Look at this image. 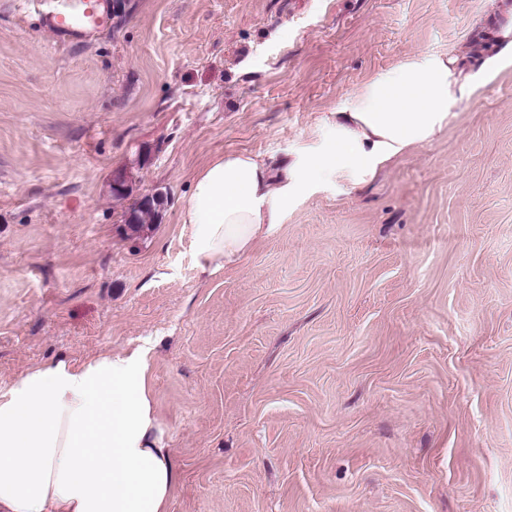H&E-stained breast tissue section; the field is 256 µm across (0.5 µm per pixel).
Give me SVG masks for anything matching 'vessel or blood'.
<instances>
[{"mask_svg":"<svg viewBox=\"0 0 512 512\" xmlns=\"http://www.w3.org/2000/svg\"><path fill=\"white\" fill-rule=\"evenodd\" d=\"M14 10L22 17L37 13L42 25L63 41L82 39L111 18L108 0H19Z\"/></svg>","mask_w":512,"mask_h":512,"instance_id":"vessel-or-blood-1","label":"vessel or blood"}]
</instances>
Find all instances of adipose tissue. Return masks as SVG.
<instances>
[{"label": "adipose tissue", "mask_w": 512, "mask_h": 512, "mask_svg": "<svg viewBox=\"0 0 512 512\" xmlns=\"http://www.w3.org/2000/svg\"><path fill=\"white\" fill-rule=\"evenodd\" d=\"M495 52L420 53L371 77L326 118L325 148L283 169L260 156L213 159L183 211L200 270L245 258L298 188L329 174L353 186L432 140L512 59V0H491ZM144 349L59 357L0 392V512H167L177 471L163 440Z\"/></svg>", "instance_id": "adipose-tissue-1"}]
</instances>
